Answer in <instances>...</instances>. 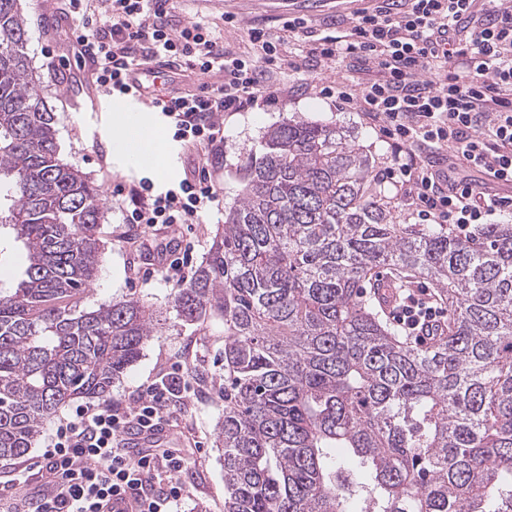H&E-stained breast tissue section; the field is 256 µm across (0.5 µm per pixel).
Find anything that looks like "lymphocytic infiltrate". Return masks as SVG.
<instances>
[{
  "label": "lymphocytic infiltrate",
  "mask_w": 512,
  "mask_h": 512,
  "mask_svg": "<svg viewBox=\"0 0 512 512\" xmlns=\"http://www.w3.org/2000/svg\"><path fill=\"white\" fill-rule=\"evenodd\" d=\"M75 20L77 45L94 58L97 90L118 97L131 89L136 67L147 58L171 66V88L152 103L183 146L210 149L224 160V125L220 112H243L278 100L264 79L268 65L279 59L281 41L263 29L249 31L253 55L224 44L225 26L190 18L179 27L167 21L169 0H67ZM477 0H379L359 12L345 35L318 38L313 57L338 63L354 57L379 68L381 79L367 85L361 97L322 87L340 106L359 105L393 141L394 187L397 196L416 205L424 222L449 224L459 232L489 223L491 216L512 207V196L498 193L512 186V0H497L472 30L460 29ZM466 58L462 70H449L453 59ZM223 72L222 84L191 92L179 83L186 74ZM453 151L485 174L484 182L441 174L419 165L417 150ZM131 208L128 224H198L218 209L221 200L214 174L205 167L173 186L157 188L152 179L119 186ZM442 307L428 303L419 289H406L393 320L406 335L433 337L444 323ZM197 394L183 374L173 372L149 385L133 407L116 400L79 405L51 433L39 454L38 470L63 476L58 491L47 485L24 495H0V512H100L104 498L111 512H182L185 486L182 455L156 456L146 449L130 454L126 436L134 430L177 427L181 414Z\"/></svg>",
  "instance_id": "lymphocytic-infiltrate-1"
}]
</instances>
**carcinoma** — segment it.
<instances>
[{
    "mask_svg": "<svg viewBox=\"0 0 512 512\" xmlns=\"http://www.w3.org/2000/svg\"><path fill=\"white\" fill-rule=\"evenodd\" d=\"M20 0H0V230L26 264L0 289V459L107 400L159 325L96 280L104 200L59 156ZM351 136L289 120L242 168L224 225L172 309L224 322V512H512V224H397ZM430 283L448 331L418 349L375 310L379 269ZM346 448L365 477L336 463Z\"/></svg>",
    "mask_w": 512,
    "mask_h": 512,
    "instance_id": "carcinoma-1",
    "label": "carcinoma"
}]
</instances>
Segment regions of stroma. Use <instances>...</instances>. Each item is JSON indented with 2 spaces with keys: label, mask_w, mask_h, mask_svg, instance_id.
I'll return each instance as SVG.
<instances>
[{
  "label": "stroma",
  "mask_w": 512,
  "mask_h": 512,
  "mask_svg": "<svg viewBox=\"0 0 512 512\" xmlns=\"http://www.w3.org/2000/svg\"><path fill=\"white\" fill-rule=\"evenodd\" d=\"M378 0H173L171 25L190 17L216 19L221 13L237 16V26L225 27L224 43L236 48L248 44L247 30L258 27L281 37L285 58L302 61L313 46L312 34L344 33L355 15L372 9ZM28 21L29 56L40 78V91L49 109L57 115V140L62 160L86 173L104 194L105 214L101 237L106 244L99 271L90 288L70 300L73 308L92 310L115 297L135 296L160 311L163 319L158 335L147 342L141 358L116 380L113 399L131 405L148 385L183 367L189 373H204L206 396L192 400L171 430L168 439L158 445V452L179 450L187 465L182 474L186 486L185 512H224V469L217 448L216 426L224 408V326L220 320L204 326L186 325L175 319L171 302L178 287L176 281L161 273L153 254L159 244H182L186 236L197 241L193 262L201 264L219 224L224 208L230 207L240 190L241 166L258 147L266 131L286 119H302L330 124L350 131L357 145L371 156L377 188L391 202V214L398 224L415 223V210L409 202L395 198L396 189L389 177L394 164L390 142L373 121L354 109L341 110L333 99L320 94L319 88L331 85L358 90L380 79L377 68H363L348 58L338 64H318L313 69L314 87H307L300 75L280 73L277 105L228 114L224 117V166L215 180L221 198V211L208 214L203 223L186 229L179 226L137 229L124 224L112 191L117 184L132 183L153 176L152 168H127L111 154L112 113L110 102L92 104L93 85L78 63L72 48L73 21L63 14L62 0H21ZM304 16L311 35L285 31V18ZM67 55V63L49 69L44 48ZM155 129L167 150L184 154L182 164L167 171L163 182L179 180L184 174L203 166L208 153L192 147L183 148L173 141L172 132L160 113H153Z\"/></svg>",
  "instance_id": "35a3bbf8"
}]
</instances>
